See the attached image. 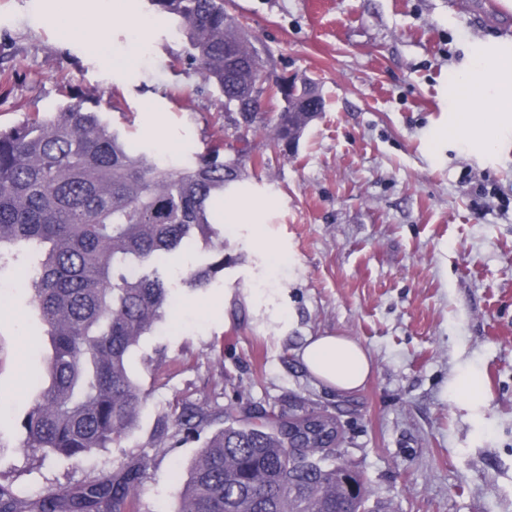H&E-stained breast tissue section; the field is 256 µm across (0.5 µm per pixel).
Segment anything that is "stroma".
<instances>
[{"label":"stroma","instance_id":"stroma-1","mask_svg":"<svg viewBox=\"0 0 512 512\" xmlns=\"http://www.w3.org/2000/svg\"><path fill=\"white\" fill-rule=\"evenodd\" d=\"M271 78L316 82L325 109L284 153L244 134L198 75L186 44L144 0H0V126L90 90L136 148L182 164L221 139L260 212L224 238V270L186 273L203 239L167 263L169 306L129 358L146 393L135 425L80 459L23 445L47 383L50 344L17 265H0V482L35 499L140 462L126 512H178L188 469L242 401L259 414L334 415L344 460L390 512H512V132L489 149L450 136V88L478 53L512 50L501 0H228ZM223 113L224 121L212 117ZM261 169H254L256 160ZM332 333L373 363L340 393L298 351ZM481 383L463 400L457 377ZM199 437L174 441L185 410Z\"/></svg>","mask_w":512,"mask_h":512}]
</instances>
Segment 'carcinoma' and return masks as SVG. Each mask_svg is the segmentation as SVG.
Wrapping results in <instances>:
<instances>
[{
	"mask_svg": "<svg viewBox=\"0 0 512 512\" xmlns=\"http://www.w3.org/2000/svg\"><path fill=\"white\" fill-rule=\"evenodd\" d=\"M186 43L176 62L195 70L239 112L238 126L270 129L288 151V79L261 102V51L226 0H147ZM224 142L192 163L160 161L129 146L103 119L101 100L78 94L55 112L0 127V260L5 250L40 261L31 303L50 341L46 387L21 421L24 447L80 458L109 448L134 425L145 398L128 357L169 303L165 259L208 240L215 259L183 279L192 290L224 270V234L212 203L238 185ZM205 443L182 491L180 512H389L366 508L361 474L337 455L336 417L320 412L252 415ZM193 413L177 434L199 432ZM143 472L122 465L37 499L0 483V512H123Z\"/></svg>",
	"mask_w": 512,
	"mask_h": 512,
	"instance_id": "1",
	"label": "carcinoma"
}]
</instances>
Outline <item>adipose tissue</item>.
Returning <instances> with one entry per match:
<instances>
[{"instance_id":"1","label":"adipose tissue","mask_w":512,"mask_h":512,"mask_svg":"<svg viewBox=\"0 0 512 512\" xmlns=\"http://www.w3.org/2000/svg\"><path fill=\"white\" fill-rule=\"evenodd\" d=\"M475 65L476 76L459 79L454 95L463 105L480 101L487 119L476 125L470 122L468 113H459L450 133L489 148L502 128L512 127V52L479 54ZM299 356L313 378L341 392L359 389L371 372L365 350L345 336L309 337Z\"/></svg>"}]
</instances>
